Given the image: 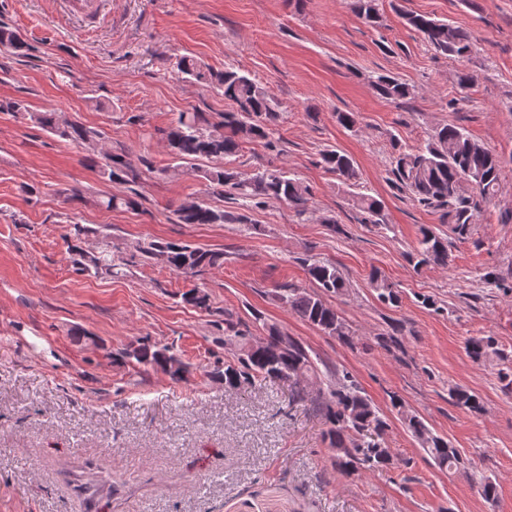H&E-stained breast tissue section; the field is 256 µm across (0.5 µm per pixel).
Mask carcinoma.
<instances>
[{
	"label": "carcinoma",
	"mask_w": 512,
	"mask_h": 512,
	"mask_svg": "<svg viewBox=\"0 0 512 512\" xmlns=\"http://www.w3.org/2000/svg\"><path fill=\"white\" fill-rule=\"evenodd\" d=\"M353 9L367 24H380L377 0H353ZM402 16L435 53L462 58L472 51L475 38L470 31L413 11H404ZM0 50L24 57L29 55L31 46L17 32L0 25ZM177 69L187 78L205 81L221 91L234 109L224 113L222 120L216 123L208 122L201 112L179 113L176 122L162 132L165 146L177 165L162 170V173L178 175L184 172L185 165L206 158L214 165L206 169L194 167L192 171L217 194L227 191L236 200L254 204L275 199L287 203L300 214L305 213L310 190L298 178L280 168H262L248 173L231 166V158L240 154L244 144L264 140L266 145H272V124L278 120L279 112L268 90L232 67L214 71L194 59L182 57L177 62ZM372 87L379 97L390 102L403 101L412 95V88L391 74L378 75L372 80ZM0 112H24L36 126L92 154L99 152L97 145L103 141L101 131L62 112H31L18 101H0ZM102 159L101 171L109 181H129L133 171L122 156L107 151ZM321 163L346 189L357 187L358 172L350 156L336 149H327L321 154ZM391 174V182L398 191L409 193L425 208L442 212L456 238L465 240L471 234L476 214L497 192L501 159L493 149L472 139L463 128L444 124L435 127L425 146L408 151L395 149ZM465 180L472 183L469 192L462 186ZM351 196L356 208L364 215V222L385 223L381 200L355 191ZM175 214L182 224L245 223L244 215L214 207L200 198L183 201ZM66 242L80 271L95 277H112L121 273L123 257L112 251L111 242L98 229L71 224ZM141 253L178 274L184 271L197 280L224 266L223 251L187 243L152 241L141 248ZM410 261L417 267L448 266V240L430 227L422 228L419 249L410 255ZM303 265L319 291L278 288L273 297L324 334L352 343L348 324L339 311L323 299L326 293L340 295L347 290L342 271L333 263L312 258L303 259ZM370 284L379 301L399 306L401 292L385 276L372 272ZM182 299L200 310L212 309L209 295L197 285L186 291ZM262 326L265 336L260 339L253 336L247 324L233 319L230 313H224V346L234 351V360L214 362L205 371L206 376L221 384L226 393L246 391L263 381L287 379L292 382V400H310L305 383L320 378L322 371L306 348L285 335L277 324L264 321ZM284 341L288 342L286 350L279 348ZM467 352L475 362L499 355L491 336L469 340ZM175 359L177 356L171 348L148 341L128 345L112 354V360L119 364L156 367L170 378L180 380L189 370L182 363L177 369L170 367V362ZM450 398L456 406L471 413L484 411L481 398L467 389H451ZM313 403L328 426L325 438L333 451L336 471L341 476L408 465L378 442L389 430L387 418L349 372H341L339 382L327 385L326 391L318 394ZM391 405L438 469L448 471L460 464L457 450L450 447L447 440L433 434L423 419L408 413L401 398L392 395ZM77 492L92 509L103 496H112L115 487L94 472L80 480Z\"/></svg>",
	"instance_id": "obj_1"
}]
</instances>
